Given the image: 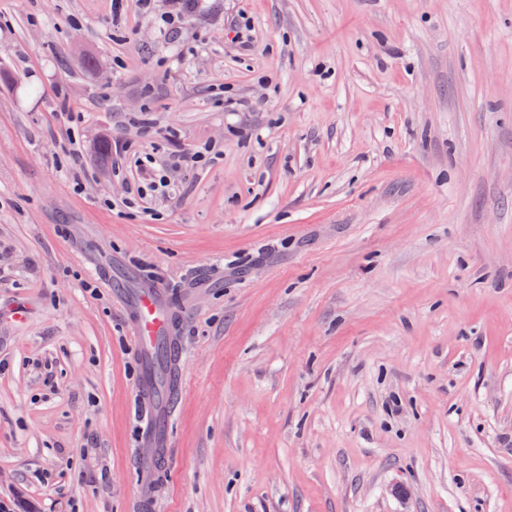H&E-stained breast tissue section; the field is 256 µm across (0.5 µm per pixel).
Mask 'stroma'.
I'll use <instances>...</instances> for the list:
<instances>
[{
  "label": "stroma",
  "mask_w": 512,
  "mask_h": 512,
  "mask_svg": "<svg viewBox=\"0 0 512 512\" xmlns=\"http://www.w3.org/2000/svg\"><path fill=\"white\" fill-rule=\"evenodd\" d=\"M172 5L0 0V512H512V0ZM210 147L206 144L204 146H196L194 149L189 151L175 150L171 153L168 168H155L154 162L150 153H144L145 156L142 158L144 169L151 171L149 175L147 190L155 195L165 196L169 195L171 190V181L168 178L167 170L177 168H193L203 167L209 162L208 155L210 153ZM135 318L133 334L143 356L171 334L172 312L166 296L153 286L139 288L131 300Z\"/></svg>",
  "instance_id": "1"
}]
</instances>
